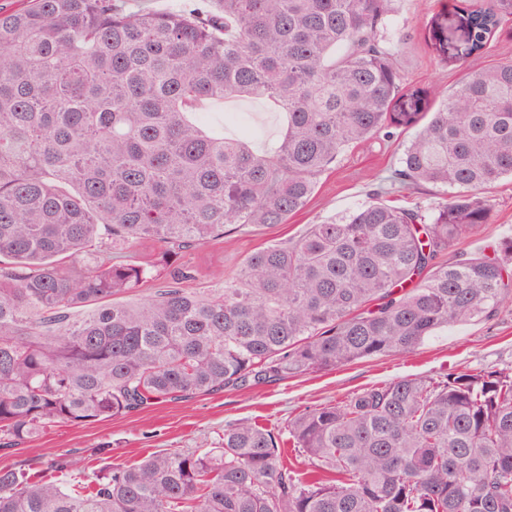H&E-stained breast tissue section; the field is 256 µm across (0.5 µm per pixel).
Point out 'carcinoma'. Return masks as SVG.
Segmentation results:
<instances>
[{
	"instance_id": "1",
	"label": "carcinoma",
	"mask_w": 512,
	"mask_h": 512,
	"mask_svg": "<svg viewBox=\"0 0 512 512\" xmlns=\"http://www.w3.org/2000/svg\"><path fill=\"white\" fill-rule=\"evenodd\" d=\"M394 2L0 11V441L408 354L512 300L511 238L492 258L445 259L493 223L483 193L512 177V63L463 69L441 100L404 82L385 46ZM460 11L477 57L512 0ZM428 26L448 40L440 16ZM243 96L286 114L265 153L196 117ZM413 128L370 201L189 287V251L287 223L346 150ZM423 183L442 201L389 204ZM283 435L310 469L285 466ZM0 512H512V374L401 377L277 434L240 421L214 448L130 465L1 468Z\"/></svg>"
}]
</instances>
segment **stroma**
<instances>
[{
  "label": "stroma",
  "instance_id": "35a3bbf8",
  "mask_svg": "<svg viewBox=\"0 0 512 512\" xmlns=\"http://www.w3.org/2000/svg\"><path fill=\"white\" fill-rule=\"evenodd\" d=\"M460 0H396L386 37L405 82L448 92L460 75L455 60H444L426 25L444 15L449 28L460 21ZM247 113L250 143L263 151L282 134L285 116L261 99L205 104L204 122L232 138L240 133L228 108ZM399 140L370 144L345 153L320 179L308 207L271 228L234 233L194 255L202 285L215 275L237 269L251 253L272 238H286L306 225L345 214L368 201L378 178L388 175L401 153ZM495 222L485 232L459 241L457 256H493L500 239L512 236V179L488 190ZM512 370V305L489 321L455 324L429 337L413 353L367 358L317 373H309L250 390H225L210 395L167 401L103 421L66 422L49 428L32 441L0 446V467L27 473L46 472L56 460L77 459L86 466L128 465L162 449L209 448L225 425L248 420L278 431L288 417L306 407L336 403L366 386L406 376H434L460 371Z\"/></svg>",
  "mask_w": 512,
  "mask_h": 512
}]
</instances>
